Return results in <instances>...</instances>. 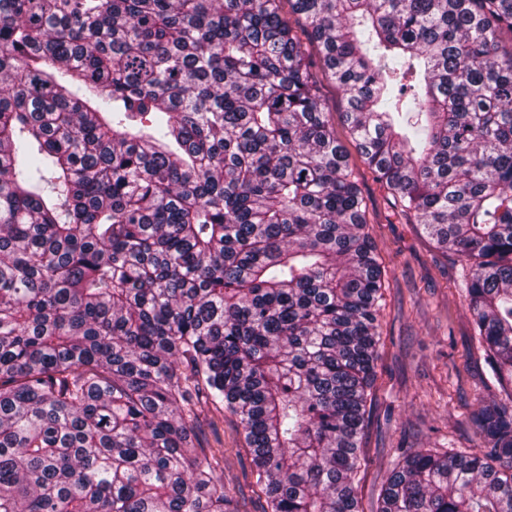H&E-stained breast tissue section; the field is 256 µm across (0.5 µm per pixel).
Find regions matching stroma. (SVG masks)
Masks as SVG:
<instances>
[{
    "mask_svg": "<svg viewBox=\"0 0 512 512\" xmlns=\"http://www.w3.org/2000/svg\"><path fill=\"white\" fill-rule=\"evenodd\" d=\"M315 79L363 189L369 232L384 270L381 357L362 440L368 465L359 488L362 512H374L399 448L479 452L481 442L470 423L476 397L498 394L499 389L486 382L485 353L467 304V267L438 249L423 225L387 223V190L362 162L343 123V93L323 71H316ZM205 435L223 436L229 449L224 457L226 490L244 503L246 512H261L264 497L253 483L237 418L225 415L220 429Z\"/></svg>",
    "mask_w": 512,
    "mask_h": 512,
    "instance_id": "35a3bbf8",
    "label": "stroma"
}]
</instances>
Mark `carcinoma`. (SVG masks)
<instances>
[{
	"label": "carcinoma",
	"mask_w": 512,
	"mask_h": 512,
	"mask_svg": "<svg viewBox=\"0 0 512 512\" xmlns=\"http://www.w3.org/2000/svg\"><path fill=\"white\" fill-rule=\"evenodd\" d=\"M506 39L512 0H0V512H239L202 403L264 512H361L384 281L316 66L470 266L503 392L485 453L400 456L376 512H512ZM224 436V447L234 451L224 456V488L237 496L248 512H261L264 496L254 485L250 470V457L244 441L242 428L237 418L224 412V425L217 432ZM237 449L239 454H235Z\"/></svg>",
	"instance_id": "1"
}]
</instances>
